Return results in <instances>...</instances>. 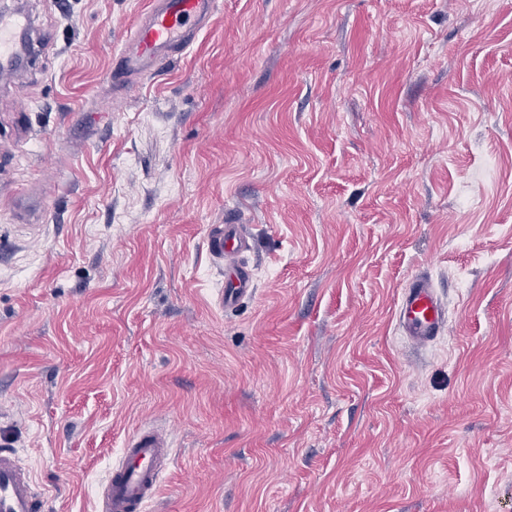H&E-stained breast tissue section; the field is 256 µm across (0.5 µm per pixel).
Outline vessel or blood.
<instances>
[{
	"instance_id": "obj_1",
	"label": "vessel or blood",
	"mask_w": 512,
	"mask_h": 512,
	"mask_svg": "<svg viewBox=\"0 0 512 512\" xmlns=\"http://www.w3.org/2000/svg\"><path fill=\"white\" fill-rule=\"evenodd\" d=\"M218 0H151L141 14L128 46L121 52V76L151 73L158 64L187 49L195 34L207 26ZM30 29V19L18 11H0V83L14 72L13 59ZM214 261L249 251L251 240L235 224H213L207 233ZM251 268L231 267L224 272L220 301L235 304L253 292ZM398 322L413 343L434 342L445 328L438 294L423 278H413L403 290ZM172 444L163 432L144 428L126 441L123 457L113 466L104 487L101 512H148L156 496ZM39 493L31 473L12 452L0 450V512H36Z\"/></svg>"
}]
</instances>
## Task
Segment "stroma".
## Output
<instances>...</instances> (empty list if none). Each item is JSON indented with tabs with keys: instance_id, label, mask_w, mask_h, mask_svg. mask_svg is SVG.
<instances>
[{
	"instance_id": "stroma-1",
	"label": "stroma",
	"mask_w": 512,
	"mask_h": 512,
	"mask_svg": "<svg viewBox=\"0 0 512 512\" xmlns=\"http://www.w3.org/2000/svg\"><path fill=\"white\" fill-rule=\"evenodd\" d=\"M149 2L0 0V448L39 512H100L151 424L150 512H512V0H220L113 87ZM212 224L254 240L224 309ZM29 29L27 15L18 11H0V83L15 72L12 62ZM254 278L251 268L239 265L238 267L227 268L224 271V289L219 294V303L224 307L227 304L233 305L240 299L253 293ZM398 322L408 339L419 346L434 342L443 333L444 313L437 291L428 280L414 277L403 290Z\"/></svg>"
}]
</instances>
